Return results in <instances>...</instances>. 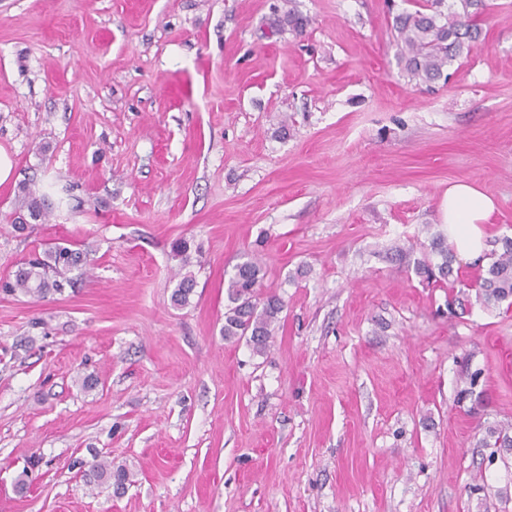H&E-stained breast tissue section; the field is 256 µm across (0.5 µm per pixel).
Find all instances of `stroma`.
<instances>
[{"label": "stroma", "mask_w": 512, "mask_h": 512, "mask_svg": "<svg viewBox=\"0 0 512 512\" xmlns=\"http://www.w3.org/2000/svg\"><path fill=\"white\" fill-rule=\"evenodd\" d=\"M271 2L0 0V278L57 241L97 257L0 295V512H512V450L480 445L512 422V309L449 315L478 265L415 273L449 185L494 199L490 251L512 236V0L428 85L392 29L416 0H292L299 37ZM22 184L50 209L19 233ZM253 256L285 302L262 356L221 334ZM97 456L123 492L85 483ZM283 4L279 3L272 5V19H271V35H280L286 31L294 34L296 37L301 36L307 26V20L290 6L291 0L282 1ZM288 2V9L285 5ZM172 257L179 261L180 268L176 274L177 284L174 288L171 299L175 306H185L189 304L194 295L196 287V278L192 271L187 268L192 264L191 246L187 239H176L171 246ZM185 270V272H183ZM84 477L89 483H108L116 492L123 490L127 483L132 482V473L125 465L112 464V460L95 459L84 471Z\"/></svg>", "instance_id": "1"}]
</instances>
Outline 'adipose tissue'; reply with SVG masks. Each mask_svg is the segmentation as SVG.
I'll return each mask as SVG.
<instances>
[{"label":"adipose tissue","instance_id":"1","mask_svg":"<svg viewBox=\"0 0 512 512\" xmlns=\"http://www.w3.org/2000/svg\"><path fill=\"white\" fill-rule=\"evenodd\" d=\"M495 210L493 199L464 183L450 185L443 203L449 243L467 264L477 262L486 249L484 226Z\"/></svg>","mask_w":512,"mask_h":512}]
</instances>
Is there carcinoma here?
I'll return each instance as SVG.
<instances>
[{
	"label": "carcinoma",
	"mask_w": 512,
	"mask_h": 512,
	"mask_svg": "<svg viewBox=\"0 0 512 512\" xmlns=\"http://www.w3.org/2000/svg\"><path fill=\"white\" fill-rule=\"evenodd\" d=\"M482 0H426L412 12L404 11L393 17V28L401 44L405 71L417 84L430 83L444 76V69L455 59L471 52L481 36L478 23ZM307 20L285 5H272L271 35L286 31L300 36ZM24 203L34 221L46 215L41 203L30 187L22 186ZM431 254L416 266V273L427 281H450L454 276L453 249L441 234L430 238ZM172 257L179 261L177 284L171 299L176 306L189 304L194 295L196 278L188 267L191 261L190 242L179 238L172 243ZM439 257L434 261L433 257ZM93 264L92 250L84 244L70 242L54 245L43 253H34L19 263L11 275L0 278V292L5 295H23L44 299L50 294H63L84 278ZM264 277L263 268L256 258L235 266L226 283L228 304L224 312L222 335L226 341L246 339L255 355L267 353L279 322L284 301L276 294L259 298L258 288ZM476 300L487 307L506 301L512 306V237L501 239V251L487 267L480 269L475 282ZM487 436L494 443L487 447L512 448V424L490 426ZM89 483H108L115 491L131 482L132 473L124 465H114L107 459H94L84 471Z\"/></svg>",
	"instance_id": "obj_1"
}]
</instances>
